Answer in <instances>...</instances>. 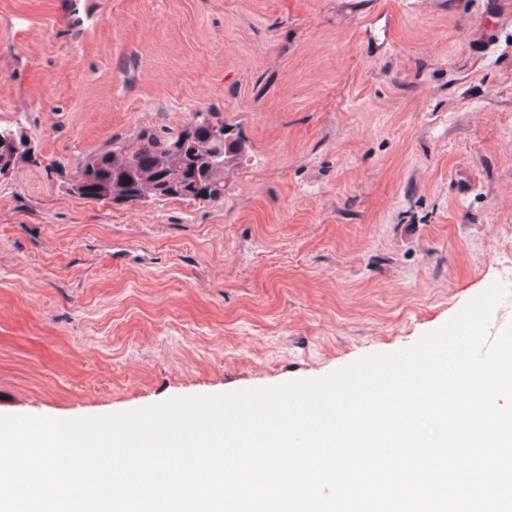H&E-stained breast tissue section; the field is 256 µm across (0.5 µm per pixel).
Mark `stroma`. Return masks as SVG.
Returning a JSON list of instances; mask_svg holds the SVG:
<instances>
[{
  "label": "stroma",
  "instance_id": "35a3bbf8",
  "mask_svg": "<svg viewBox=\"0 0 512 512\" xmlns=\"http://www.w3.org/2000/svg\"><path fill=\"white\" fill-rule=\"evenodd\" d=\"M213 112L217 204L70 193ZM0 415L319 379L512 286V0H0Z\"/></svg>",
  "mask_w": 512,
  "mask_h": 512
}]
</instances>
